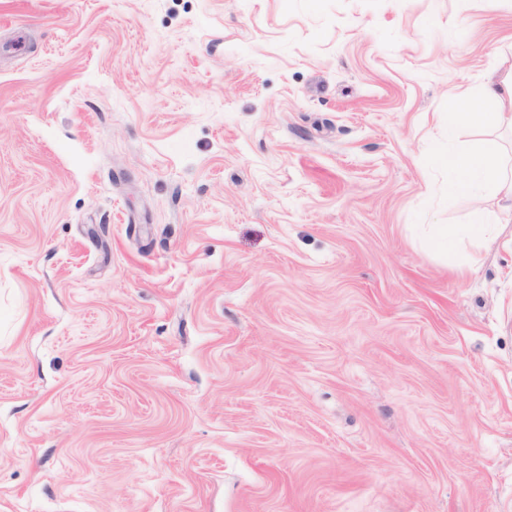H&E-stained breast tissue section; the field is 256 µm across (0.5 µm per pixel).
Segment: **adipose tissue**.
I'll return each mask as SVG.
<instances>
[{
	"instance_id": "ef3b65f1",
	"label": "adipose tissue",
	"mask_w": 512,
	"mask_h": 512,
	"mask_svg": "<svg viewBox=\"0 0 512 512\" xmlns=\"http://www.w3.org/2000/svg\"><path fill=\"white\" fill-rule=\"evenodd\" d=\"M483 95L492 105L491 111L474 109L467 92L453 93L444 116V129L455 133L460 123L476 128L512 131V70L489 77L482 87ZM437 164L448 175V194L472 205L465 227L437 224L427 240L430 250L449 254L455 252L461 237L477 241L488 236L494 225L512 223V165L508 164L497 139L484 140L473 150L438 149ZM492 187L505 201L499 210L481 207L485 187Z\"/></svg>"
}]
</instances>
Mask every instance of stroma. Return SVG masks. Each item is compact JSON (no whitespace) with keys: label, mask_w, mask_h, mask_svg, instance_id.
Returning <instances> with one entry per match:
<instances>
[{"label":"stroma","mask_w":512,"mask_h":512,"mask_svg":"<svg viewBox=\"0 0 512 512\" xmlns=\"http://www.w3.org/2000/svg\"><path fill=\"white\" fill-rule=\"evenodd\" d=\"M511 68L512 0H0V512H512V223L423 246Z\"/></svg>","instance_id":"obj_1"}]
</instances>
